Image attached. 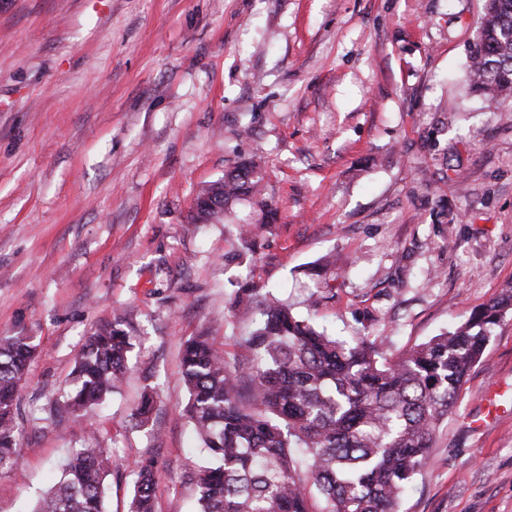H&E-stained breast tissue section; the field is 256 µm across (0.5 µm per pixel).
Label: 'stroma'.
Listing matches in <instances>:
<instances>
[{"mask_svg": "<svg viewBox=\"0 0 512 512\" xmlns=\"http://www.w3.org/2000/svg\"><path fill=\"white\" fill-rule=\"evenodd\" d=\"M483 4L0 0V335L38 346L0 512H32L91 441L107 512H127L149 458L155 512H195L180 353L206 333L247 358L240 287L324 294L316 324L390 358L512 288V96L466 82ZM255 155L262 194L190 223L198 190ZM259 222L256 253L225 261ZM117 310L136 338L126 382L71 411L75 358ZM400 509L512 512V311Z\"/></svg>", "mask_w": 512, "mask_h": 512, "instance_id": "1", "label": "stroma"}]
</instances>
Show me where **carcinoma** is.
Returning <instances> with one entry per match:
<instances>
[{
    "instance_id": "obj_1",
    "label": "carcinoma",
    "mask_w": 512,
    "mask_h": 512,
    "mask_svg": "<svg viewBox=\"0 0 512 512\" xmlns=\"http://www.w3.org/2000/svg\"><path fill=\"white\" fill-rule=\"evenodd\" d=\"M470 90L512 96V0H492L479 19L470 52ZM259 164L251 158L216 182L221 202H196L193 221L220 222L234 202L256 193ZM249 309L244 343L255 364L224 357L207 336L185 342L181 365L188 390L183 411L207 453L195 473V512H399L402 496L426 463L493 327L512 310V293L475 310L448 332L395 360L377 340L329 334L267 292L255 303L238 297L232 313ZM115 316L86 338L71 373L68 407L77 411L116 392L127 371L132 337ZM36 353L33 337L0 336V471L18 469V392ZM154 396L135 410L149 422ZM157 461L137 463L130 512H154ZM104 449L71 450L58 481L32 512H106Z\"/></svg>"
}]
</instances>
